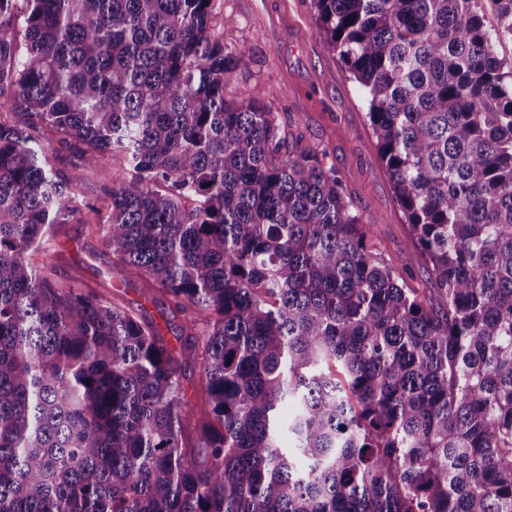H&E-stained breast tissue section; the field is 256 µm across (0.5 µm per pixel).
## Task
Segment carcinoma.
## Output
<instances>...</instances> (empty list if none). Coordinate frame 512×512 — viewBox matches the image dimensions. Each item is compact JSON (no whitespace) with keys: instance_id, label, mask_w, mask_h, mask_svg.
<instances>
[{"instance_id":"carcinoma-1","label":"carcinoma","mask_w":512,"mask_h":512,"mask_svg":"<svg viewBox=\"0 0 512 512\" xmlns=\"http://www.w3.org/2000/svg\"><path fill=\"white\" fill-rule=\"evenodd\" d=\"M313 2L431 295L261 90L225 99L248 48L213 0H0V512H512V0L494 31L478 0ZM53 141L123 177L88 202ZM77 214L189 313L179 347L30 261ZM200 363L198 359L187 358L181 377L184 398L198 410L204 409L205 399L199 383Z\"/></svg>"}]
</instances>
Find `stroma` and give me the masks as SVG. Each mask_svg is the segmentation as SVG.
Returning a JSON list of instances; mask_svg holds the SVG:
<instances>
[{"mask_svg": "<svg viewBox=\"0 0 512 512\" xmlns=\"http://www.w3.org/2000/svg\"><path fill=\"white\" fill-rule=\"evenodd\" d=\"M212 24L226 46L249 49L224 87L225 98L241 102L254 89H262L265 104L286 131L318 148L325 166L341 176L353 213L372 227V250L402 270L408 287L422 293L433 288L431 271L409 242L366 103L320 35L312 0H214ZM51 159L55 168L78 179L88 199L100 198L112 185V173L105 166L82 165L65 150L52 152ZM55 237L63 246L61 255L50 258L57 281L111 296L118 305L159 324L165 339L176 342L184 314L170 302H152L151 284L122 279L100 236L89 233L84 216L57 226Z\"/></svg>", "mask_w": 512, "mask_h": 512, "instance_id": "35a3bbf8", "label": "stroma"}]
</instances>
